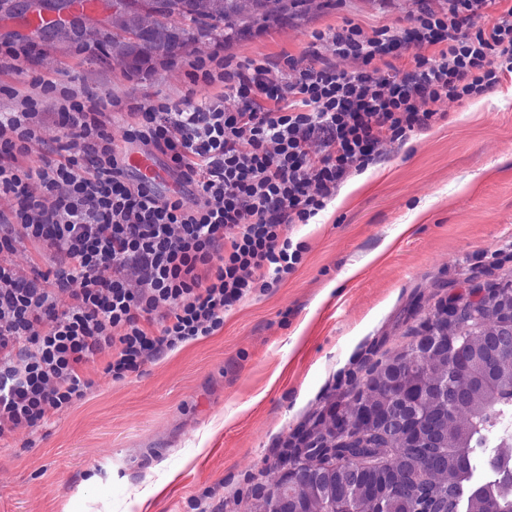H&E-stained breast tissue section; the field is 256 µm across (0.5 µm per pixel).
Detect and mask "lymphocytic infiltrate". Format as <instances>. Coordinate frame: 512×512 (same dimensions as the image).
<instances>
[{
    "mask_svg": "<svg viewBox=\"0 0 512 512\" xmlns=\"http://www.w3.org/2000/svg\"><path fill=\"white\" fill-rule=\"evenodd\" d=\"M448 0L420 6L411 27L367 34L354 23L316 33L337 56L253 61L213 71L223 98L190 106L140 102L129 136L167 159L180 193L161 197L131 182L102 113L68 98L64 131L39 165L18 158L39 141L35 99L0 113V442L82 400L94 385L78 367L107 352L104 371L125 378L179 344L213 334L224 313L295 270L305 251L285 235L325 209L348 175L365 170L386 140L439 119L438 105L484 94L512 73V6ZM434 47L413 69H371L401 47ZM58 259L27 278L10 257L20 239Z\"/></svg>",
    "mask_w": 512,
    "mask_h": 512,
    "instance_id": "1",
    "label": "lymphocytic infiltrate"
}]
</instances>
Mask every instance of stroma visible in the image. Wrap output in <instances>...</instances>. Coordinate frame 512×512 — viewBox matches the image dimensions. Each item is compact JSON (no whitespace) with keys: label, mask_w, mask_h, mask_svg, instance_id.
I'll return each mask as SVG.
<instances>
[{"label":"stroma","mask_w":512,"mask_h":512,"mask_svg":"<svg viewBox=\"0 0 512 512\" xmlns=\"http://www.w3.org/2000/svg\"><path fill=\"white\" fill-rule=\"evenodd\" d=\"M416 0H307L303 12L225 42L190 31L175 59L132 70L104 56L103 9L75 16L81 37L0 15V45L26 51L0 65V113L42 100L33 166L61 134L53 104L66 91L96 104L123 154L134 101L216 100L222 83L195 82L191 63L219 54L236 64H284L312 51L354 71L314 36L352 21L365 32L410 26ZM55 82L47 90L45 81ZM442 119L386 141L359 190L335 197L288 236L306 250L296 269L224 314L214 334L182 344L116 381L106 356L82 363L87 397L37 431L0 445V512H193L211 493L222 512H249L254 489L281 474L279 447L301 428L324 429L348 375L385 359L439 302L489 280H512V74L482 96L441 105ZM409 232H401V225Z\"/></svg>","instance_id":"stroma-1"}]
</instances>
